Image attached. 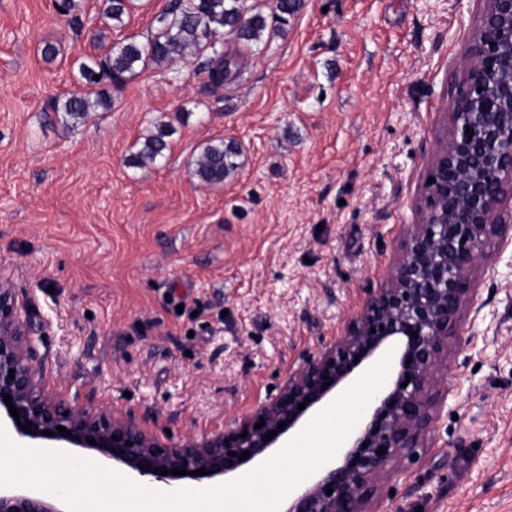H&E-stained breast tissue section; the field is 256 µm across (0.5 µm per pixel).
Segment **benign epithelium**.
Segmentation results:
<instances>
[{"label":"benign epithelium","mask_w":512,"mask_h":512,"mask_svg":"<svg viewBox=\"0 0 512 512\" xmlns=\"http://www.w3.org/2000/svg\"><path fill=\"white\" fill-rule=\"evenodd\" d=\"M478 2L461 77L429 161L428 177L435 182H424L419 198L421 219L405 232L387 287L363 299L344 335L308 354L274 398L232 426L199 437L160 436L130 410L103 409L90 399L69 401L50 390L25 307L0 276V422L11 438L25 446L58 445L82 457H102L158 490L183 488L189 481L205 488L263 462L364 365L394 347L391 378L338 451L339 461L292 491L283 510L381 512L384 483L397 475L388 465L434 447L448 399V353L461 347L452 328L477 294L471 273L487 259L491 242L512 232V0ZM5 394L20 420L11 415ZM300 404L305 408L298 409ZM262 420L265 425L255 428ZM28 422L29 433L22 430ZM59 426L67 432L60 433ZM273 430L276 435L267 438ZM243 452L249 456L241 460ZM175 468L186 474H171ZM202 468L209 473L195 474ZM162 469L170 473L163 475ZM0 512L67 510L45 492L0 488Z\"/></svg>","instance_id":"1"}]
</instances>
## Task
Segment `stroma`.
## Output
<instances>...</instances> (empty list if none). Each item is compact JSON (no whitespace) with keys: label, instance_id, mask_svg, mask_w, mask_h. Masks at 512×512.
<instances>
[{"label":"stroma","instance_id":"35a3bbf8","mask_svg":"<svg viewBox=\"0 0 512 512\" xmlns=\"http://www.w3.org/2000/svg\"><path fill=\"white\" fill-rule=\"evenodd\" d=\"M167 3L111 27L102 0H79L78 26L53 0H0V274L58 392L180 437L268 402L385 286L480 5L302 0L282 22L276 0H246L267 27L223 86L178 60L113 89L109 111L53 112L95 94L81 63ZM161 124L166 159L130 164ZM218 141L237 166L206 186L192 162ZM490 253L436 443L384 486L400 512H512V242Z\"/></svg>","mask_w":512,"mask_h":512}]
</instances>
